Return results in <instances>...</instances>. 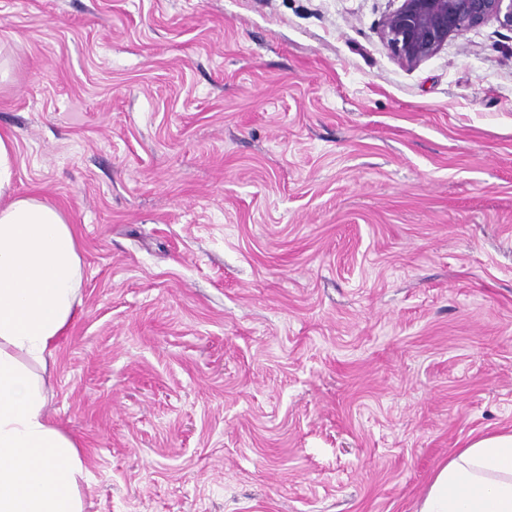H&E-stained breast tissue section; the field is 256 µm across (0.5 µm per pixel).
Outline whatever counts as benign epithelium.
I'll return each mask as SVG.
<instances>
[{
	"instance_id": "1",
	"label": "benign epithelium",
	"mask_w": 512,
	"mask_h": 512,
	"mask_svg": "<svg viewBox=\"0 0 512 512\" xmlns=\"http://www.w3.org/2000/svg\"><path fill=\"white\" fill-rule=\"evenodd\" d=\"M492 19L512 27V0H400L383 21L382 37L399 62L412 66Z\"/></svg>"
}]
</instances>
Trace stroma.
Wrapping results in <instances>:
<instances>
[{
	"mask_svg": "<svg viewBox=\"0 0 512 512\" xmlns=\"http://www.w3.org/2000/svg\"><path fill=\"white\" fill-rule=\"evenodd\" d=\"M395 0H0L14 184L81 245L83 512H415L512 429V27ZM382 24V37L402 64L433 56L448 40L492 19L512 27V0H400ZM505 2H508L505 4Z\"/></svg>",
	"mask_w": 512,
	"mask_h": 512,
	"instance_id": "stroma-1",
	"label": "stroma"
}]
</instances>
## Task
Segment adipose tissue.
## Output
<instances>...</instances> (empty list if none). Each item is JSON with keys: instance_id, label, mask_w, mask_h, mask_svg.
Instances as JSON below:
<instances>
[{"instance_id": "adipose-tissue-1", "label": "adipose tissue", "mask_w": 512, "mask_h": 512, "mask_svg": "<svg viewBox=\"0 0 512 512\" xmlns=\"http://www.w3.org/2000/svg\"><path fill=\"white\" fill-rule=\"evenodd\" d=\"M13 158L0 133V512H82V462L46 412L42 376L76 314L80 244L58 206L15 190ZM418 512H512V430L450 456Z\"/></svg>"}]
</instances>
